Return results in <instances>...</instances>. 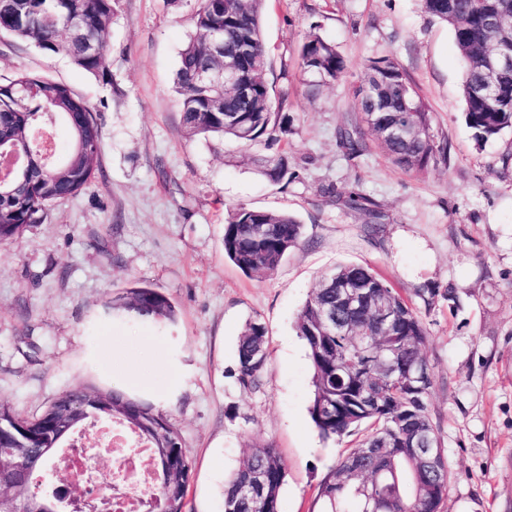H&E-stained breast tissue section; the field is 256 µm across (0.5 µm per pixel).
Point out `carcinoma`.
Listing matches in <instances>:
<instances>
[{
    "mask_svg": "<svg viewBox=\"0 0 512 512\" xmlns=\"http://www.w3.org/2000/svg\"><path fill=\"white\" fill-rule=\"evenodd\" d=\"M266 0H197L194 30L179 53L175 89L182 126L190 136H219L243 145L262 143L270 153L260 158L261 172L276 185L296 178L294 158L273 146L288 142L292 122L270 83L262 14ZM119 0H0V30L63 52L96 77L107 78L103 58ZM423 11L448 26L464 63L461 95L465 120L475 137L488 140L512 127V69L498 77L499 95L476 93L484 78L482 62L497 44L499 23L512 19V0H421ZM223 35L221 43L212 35ZM304 72L322 83L336 81L345 62L336 45L311 27L300 47ZM233 60L238 84L218 86L201 80L200 66L220 69ZM361 120L338 131L337 145L349 159L367 149L366 139L399 168L420 171L448 161V146L431 134V115L406 72L391 55L368 60L362 84L355 90ZM70 133L72 146L54 167L34 169L0 192V242L29 224H41L52 203L77 196L94 176L101 151L100 128L88 102L67 85L25 69L0 83V145L25 155L38 128L48 118ZM402 124L403 137L391 140L384 129ZM337 202L381 215L366 195L352 191ZM303 225L288 211L239 207L224 224V257L249 278L272 274L289 250L302 241ZM387 297L394 306L388 336H367L376 316L375 303ZM112 311L143 323L175 320L176 311L164 293L150 286L130 288L112 300ZM346 323L347 334L330 335L326 318ZM313 370L311 418L320 435L334 439L367 425V434L320 484L316 512H440L451 481L439 430L427 399L433 381L410 387L408 373L426 360L422 347L427 328L409 303L368 264H343L313 289L297 318ZM372 341L376 358L362 355ZM267 360L265 326L246 324L237 348L236 380L243 389L260 383ZM94 409L136 429L156 449L157 500L153 512H183L190 454L177 427L151 405L117 389L100 391L77 386L55 397L41 414L19 416L0 404V424L27 439L33 452L25 459L30 477L41 472L61 447V427L76 422L82 408ZM424 429L433 438V462L426 464L399 447ZM286 477L277 449L259 444L224 488L223 512H280Z\"/></svg>",
    "mask_w": 512,
    "mask_h": 512,
    "instance_id": "cac0c4a2",
    "label": "carcinoma"
}]
</instances>
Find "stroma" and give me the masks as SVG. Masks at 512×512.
Instances as JSON below:
<instances>
[{"label":"stroma","mask_w":512,"mask_h":512,"mask_svg":"<svg viewBox=\"0 0 512 512\" xmlns=\"http://www.w3.org/2000/svg\"><path fill=\"white\" fill-rule=\"evenodd\" d=\"M195 8L120 0L103 79L0 33V80L22 68L68 84L102 136L82 192L0 242V403L30 417L65 389L130 390L148 374L147 403L190 452L184 512H212L215 470L232 474L259 443L285 466L280 512H312L322 478L358 438L322 439L312 422L296 319L325 273L368 264L428 331V410L453 474L441 512H512V128L475 139L453 36L420 0H267L269 80L301 165L288 188L272 185L255 163L261 147L184 132L174 78ZM313 25L346 63L319 87L299 57ZM387 54L417 86L447 162L408 173L374 146L353 160L340 152L365 65ZM354 190L376 203L380 228L337 204ZM239 206L286 210L304 226L301 245L260 281L224 257V225ZM137 283L172 300L175 324L112 314V297ZM251 320L266 328L268 358L259 386L244 390L237 347Z\"/></svg>","instance_id":"stroma-1"}]
</instances>
